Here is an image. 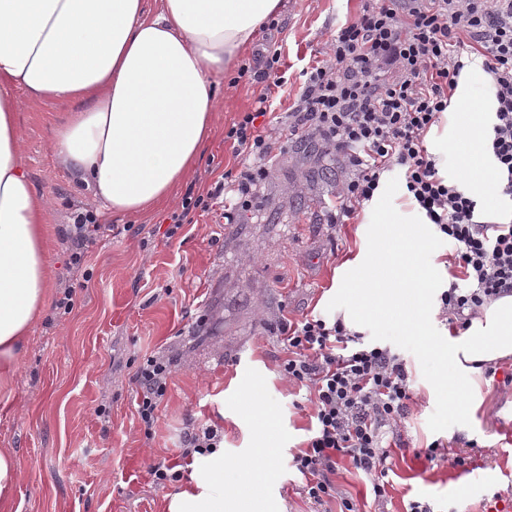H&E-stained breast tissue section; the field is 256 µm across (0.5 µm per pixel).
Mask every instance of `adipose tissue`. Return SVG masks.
<instances>
[{"label":"adipose tissue","instance_id":"obj_1","mask_svg":"<svg viewBox=\"0 0 512 512\" xmlns=\"http://www.w3.org/2000/svg\"><path fill=\"white\" fill-rule=\"evenodd\" d=\"M282 0H0V392L10 388L31 329L49 297L46 210L21 159L13 89L35 101L79 102L53 129L58 164L108 209L136 215L171 200L196 168L215 123L214 85L248 50ZM484 59L472 55L425 145L438 175L477 202L495 194L498 163L489 146L497 102L483 90ZM383 173L361 210L368 235L345 269L366 287L350 297L346 327L363 332L392 309L419 335L445 290L430 271L442 256L436 228L414 201L391 193ZM441 378L464 400L462 420L483 402L486 366L512 357V293L484 305L466 329L449 328ZM194 485L168 512H224V454L195 457Z\"/></svg>","mask_w":512,"mask_h":512}]
</instances>
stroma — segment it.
I'll return each mask as SVG.
<instances>
[{
	"instance_id": "1",
	"label": "stroma",
	"mask_w": 512,
	"mask_h": 512,
	"mask_svg": "<svg viewBox=\"0 0 512 512\" xmlns=\"http://www.w3.org/2000/svg\"><path fill=\"white\" fill-rule=\"evenodd\" d=\"M362 4L284 0L275 27L256 37L277 49L285 65L276 111H289L302 68ZM260 90L254 82L221 80L214 131L198 167L169 204L134 216L107 212L57 163L52 124L71 104L34 102L16 92L24 165L48 210L52 302L19 359L10 406L0 410V451L13 453L20 469L9 512H165L169 497L192 483L194 465L178 459L181 437L194 423L224 433L226 512L248 501L257 483L264 496L257 512H327L305 498L304 480L290 466L315 420L306 389L279 372L284 351L276 327L284 316L338 315L328 294L344 259L361 245L356 220L327 223L332 195L348 176L345 162L324 155L334 175L312 182L298 164L304 143L288 144L272 163L259 209L242 223L197 215L172 239L158 231L189 193L206 192L231 169L235 158L224 132ZM87 209L109 230L72 273L62 232ZM67 287L68 314L56 306ZM446 325L431 315V334L420 339L394 318L363 335L404 360L413 401L399 429L412 448L392 449L385 500L375 501L365 475L344 465L336 474L337 492L361 512H406L413 500L434 512H512V390L484 378L483 404L462 427L459 394L437 386L446 371L438 332ZM149 356L170 360L173 373L148 436L137 418L132 377ZM436 440L450 450L446 461L434 466L413 455ZM258 448L274 465L271 481L250 465ZM459 457L467 458L465 467L456 466ZM164 460L178 463L179 476L159 488L149 468Z\"/></svg>"
}]
</instances>
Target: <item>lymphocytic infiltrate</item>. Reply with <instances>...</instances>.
<instances>
[{
  "instance_id": "obj_1",
  "label": "lymphocytic infiltrate",
  "mask_w": 512,
  "mask_h": 512,
  "mask_svg": "<svg viewBox=\"0 0 512 512\" xmlns=\"http://www.w3.org/2000/svg\"><path fill=\"white\" fill-rule=\"evenodd\" d=\"M472 53L483 57L498 103L490 140L499 164L497 194L512 198V0H364L358 17L332 35L324 59L303 69L290 112L278 116L272 109V94L284 84L278 53L257 52L254 66L240 70V77L265 86L224 136L246 160L173 211L172 229L190 223L196 210L238 223L257 206L279 138L315 140L348 163L329 224L352 218L381 174L400 170L409 198L455 247V282L441 293L440 312L465 324L468 313L512 292V224L482 220V206L443 183L424 146L448 107L463 57ZM102 230L92 212L77 213L65 236L71 265L82 264ZM278 331L285 351L279 371L308 389L314 409L313 434L291 461L306 497L356 512L332 481L343 461L369 478L375 498H384L390 457L384 430L398 427L412 399L402 359L365 344L339 318H284ZM170 375L154 357L136 369L145 431L158 418Z\"/></svg>"
}]
</instances>
